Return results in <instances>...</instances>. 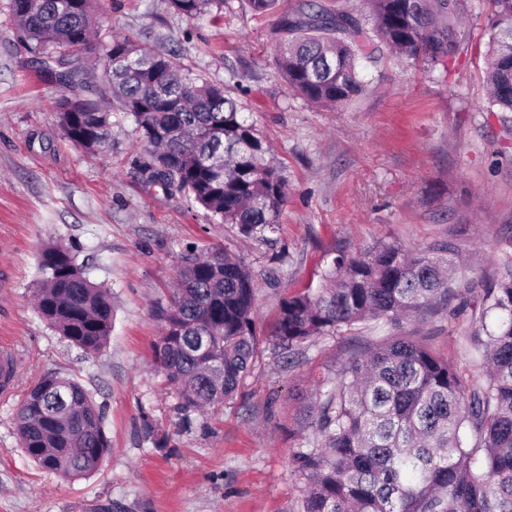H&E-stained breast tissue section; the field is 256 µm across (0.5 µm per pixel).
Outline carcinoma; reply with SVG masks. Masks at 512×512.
I'll list each match as a JSON object with an SVG mask.
<instances>
[{
  "label": "carcinoma",
  "instance_id": "1",
  "mask_svg": "<svg viewBox=\"0 0 512 512\" xmlns=\"http://www.w3.org/2000/svg\"><path fill=\"white\" fill-rule=\"evenodd\" d=\"M195 19L229 0H170ZM369 15L315 8L302 0L279 18L286 39L276 65L290 90L318 105L365 90L358 60L383 46L431 67L445 65L469 38L460 0H368ZM488 111L512 112V0H490ZM19 42L52 44L44 67L67 90L57 102L65 136L88 152L105 148L110 115L82 92L87 47L99 0H8ZM96 64L105 91L122 99L145 157V182L186 196L246 239L278 232L286 180L264 139L224 88L180 72L176 58L127 37L103 45ZM462 248L450 239L409 253L383 244L327 264L320 287L281 299L270 340L295 354L322 336L359 323L404 320L476 299L471 331L487 363L472 383L413 336H394L345 361L316 384L300 426L314 436L292 464L307 481L303 512H512V255L497 261L490 284L467 277ZM35 310L68 342L97 354L112 330V292L91 282L72 248L38 256ZM251 271L220 248L191 249L169 302L156 309L163 333L155 363L175 385L182 411L216 407L237 391L258 345ZM496 315L489 324L486 318ZM208 337L209 346H200ZM24 454L70 478L94 473L110 443L104 413L79 382L50 375L30 386L16 411Z\"/></svg>",
  "mask_w": 512,
  "mask_h": 512
}]
</instances>
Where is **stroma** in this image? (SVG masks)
<instances>
[{"instance_id": "1", "label": "stroma", "mask_w": 512, "mask_h": 512, "mask_svg": "<svg viewBox=\"0 0 512 512\" xmlns=\"http://www.w3.org/2000/svg\"><path fill=\"white\" fill-rule=\"evenodd\" d=\"M297 3L262 17L233 0L222 16L193 20L169 0L100 4L96 44L129 36L175 52L186 73L230 91L270 144L287 198L278 233L256 242L144 186L136 126L117 99L103 102L108 147L92 156L74 146L55 115L62 90L43 71L53 48L21 45L0 0V342L20 355V389L51 374L82 384L111 440L92 475L48 473L19 446V397L0 399V512H302L306 481L291 459L313 433L297 431L298 397L392 331L360 324L289 364L265 339L281 299L317 288L336 253L381 243L419 251L458 239L468 277L481 279L512 253V132L485 109L488 0H468L470 39L448 73L380 50L360 62L366 90L335 107L289 91L276 67L279 15ZM53 243L73 247L89 279L112 291V332L98 354L70 345L32 305L37 255ZM189 245L222 248L255 274L264 336L237 394L204 413L179 410L153 353L152 307ZM478 317L472 307L431 312L404 332L478 383Z\"/></svg>"}]
</instances>
